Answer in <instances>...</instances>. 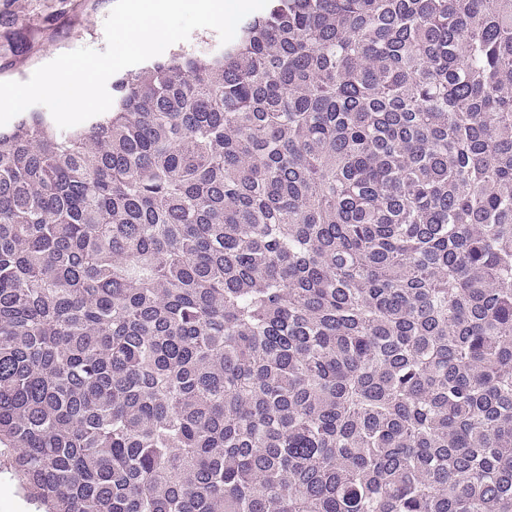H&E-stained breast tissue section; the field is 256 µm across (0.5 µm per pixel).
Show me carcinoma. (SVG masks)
Masks as SVG:
<instances>
[{"label": "carcinoma", "mask_w": 512, "mask_h": 512, "mask_svg": "<svg viewBox=\"0 0 512 512\" xmlns=\"http://www.w3.org/2000/svg\"><path fill=\"white\" fill-rule=\"evenodd\" d=\"M0 128V455L36 512H512V0H269ZM218 33L209 28H201L193 31L188 40L175 43L169 46L165 51L172 48H183L191 51L216 50L222 47Z\"/></svg>", "instance_id": "cac0c4a2"}]
</instances>
